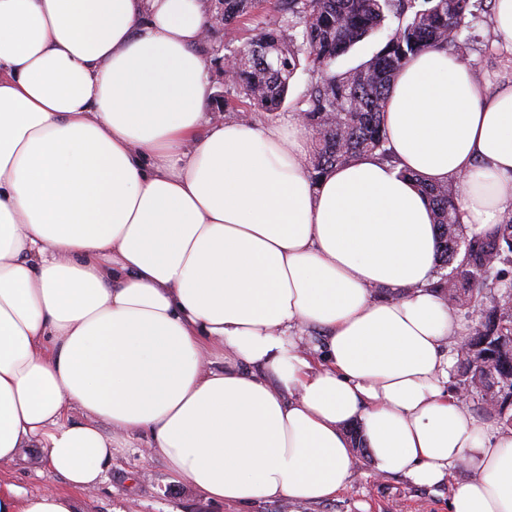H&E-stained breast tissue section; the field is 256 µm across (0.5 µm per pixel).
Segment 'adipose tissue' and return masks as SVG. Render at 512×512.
I'll list each match as a JSON object with an SVG mask.
<instances>
[{
    "label": "adipose tissue",
    "mask_w": 512,
    "mask_h": 512,
    "mask_svg": "<svg viewBox=\"0 0 512 512\" xmlns=\"http://www.w3.org/2000/svg\"><path fill=\"white\" fill-rule=\"evenodd\" d=\"M207 21L201 0H0V464L39 448L69 486H0V512H82L136 441L234 505L333 499L365 457L427 487L466 465L448 512H512V427L448 388L465 325L406 177L452 184L469 227L511 218L512 74L411 56L395 163L316 182L299 113L206 115Z\"/></svg>",
    "instance_id": "adipose-tissue-1"
}]
</instances>
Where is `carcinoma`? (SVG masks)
Returning a JSON list of instances; mask_svg holds the SVG:
<instances>
[{
  "instance_id": "obj_1",
  "label": "carcinoma",
  "mask_w": 512,
  "mask_h": 512,
  "mask_svg": "<svg viewBox=\"0 0 512 512\" xmlns=\"http://www.w3.org/2000/svg\"><path fill=\"white\" fill-rule=\"evenodd\" d=\"M224 4V34L237 29L261 0ZM494 0H276L281 14L259 29L233 71L236 99H215L236 112L235 102L272 115L285 104L299 67L311 73L304 94L292 101L313 134L311 169L317 180L360 154L392 159L381 116L404 61L426 49H446L462 60L473 50L478 11ZM396 25L367 62L343 70L336 63L367 36ZM428 198L438 238V280L433 289L477 320L456 350L458 387L504 426L512 427V220L490 230L465 227L454 190L413 174Z\"/></svg>"
}]
</instances>
